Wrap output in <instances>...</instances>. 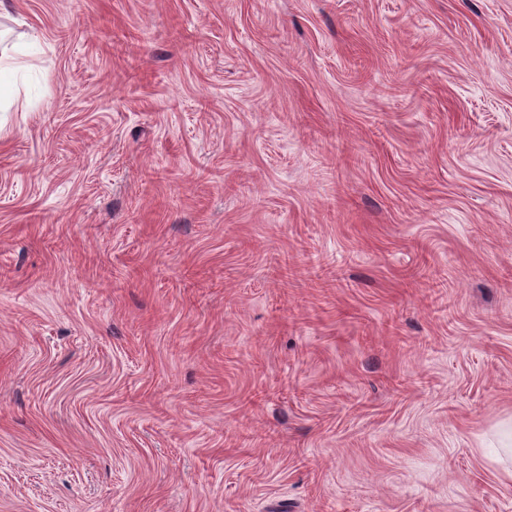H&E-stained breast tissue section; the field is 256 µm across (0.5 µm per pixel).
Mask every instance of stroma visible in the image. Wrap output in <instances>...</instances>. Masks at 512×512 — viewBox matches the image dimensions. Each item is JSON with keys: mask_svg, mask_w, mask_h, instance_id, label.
Wrapping results in <instances>:
<instances>
[{"mask_svg": "<svg viewBox=\"0 0 512 512\" xmlns=\"http://www.w3.org/2000/svg\"><path fill=\"white\" fill-rule=\"evenodd\" d=\"M0 31V512H512V0Z\"/></svg>", "mask_w": 512, "mask_h": 512, "instance_id": "obj_1", "label": "stroma"}]
</instances>
